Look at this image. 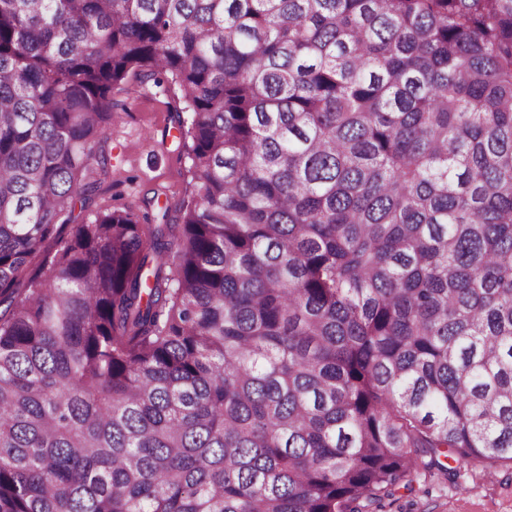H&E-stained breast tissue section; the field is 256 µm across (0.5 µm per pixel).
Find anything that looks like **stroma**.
<instances>
[{"mask_svg":"<svg viewBox=\"0 0 512 512\" xmlns=\"http://www.w3.org/2000/svg\"><path fill=\"white\" fill-rule=\"evenodd\" d=\"M125 104L112 118L101 148L107 171L90 166L83 174L95 190L77 201L75 222L112 210L127 211L159 223L162 211H176L191 194L190 161L182 147L176 97L167 87L128 79L115 91ZM451 473L419 470L411 488L397 486L376 512H512V466H496L487 476L482 464L457 458Z\"/></svg>","mask_w":512,"mask_h":512,"instance_id":"stroma-1","label":"stroma"}]
</instances>
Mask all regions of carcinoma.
I'll list each match as a JSON object with an SVG mask.
<instances>
[{"instance_id": "obj_1", "label": "carcinoma", "mask_w": 512, "mask_h": 512, "mask_svg": "<svg viewBox=\"0 0 512 512\" xmlns=\"http://www.w3.org/2000/svg\"><path fill=\"white\" fill-rule=\"evenodd\" d=\"M171 81L176 223H72ZM512 465V0H0V512H372Z\"/></svg>"}]
</instances>
